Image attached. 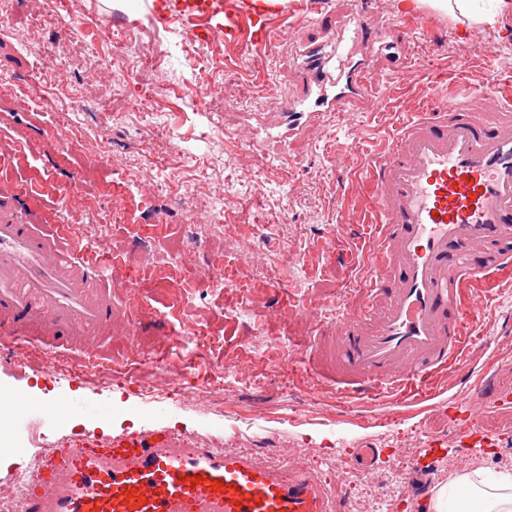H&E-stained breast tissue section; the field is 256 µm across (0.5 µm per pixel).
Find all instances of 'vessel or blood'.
<instances>
[{"mask_svg": "<svg viewBox=\"0 0 512 512\" xmlns=\"http://www.w3.org/2000/svg\"><path fill=\"white\" fill-rule=\"evenodd\" d=\"M159 6L158 20L174 14L228 39L247 16L258 42L279 12L273 0H242L236 14L218 0ZM313 26L320 36L298 61L302 92L280 108L282 137L300 136L322 112L377 110L381 70L403 55L401 41L356 6L327 11ZM366 181L379 235L362 264L358 309L336 319L329 368L338 391L351 399V416L361 401L380 397L382 418L394 421L402 407L430 409L439 378L449 377L450 431L466 448L492 443L472 421L473 393L484 391L498 407L511 406L512 393L495 388L489 369L471 367L468 354L493 281L512 267V77L475 93L459 84L424 102L372 161ZM16 211L15 193L1 190L0 337L102 363L93 333L115 319L112 293L101 286L103 261L63 226L20 224ZM214 480L223 491L210 490ZM130 488L138 499L128 498ZM11 494L14 512H348L312 468L268 465L159 427L57 439Z\"/></svg>", "mask_w": 512, "mask_h": 512, "instance_id": "b4317fda", "label": "vessel or blood"}]
</instances>
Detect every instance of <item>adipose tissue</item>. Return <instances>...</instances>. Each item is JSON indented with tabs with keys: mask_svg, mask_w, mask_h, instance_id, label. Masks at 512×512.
Returning a JSON list of instances; mask_svg holds the SVG:
<instances>
[{
	"mask_svg": "<svg viewBox=\"0 0 512 512\" xmlns=\"http://www.w3.org/2000/svg\"><path fill=\"white\" fill-rule=\"evenodd\" d=\"M420 4L464 19L469 29L500 35L505 18L512 16V0H495L491 11L475 12L472 0H419ZM426 512H512V474L488 477L482 467L449 472Z\"/></svg>",
	"mask_w": 512,
	"mask_h": 512,
	"instance_id": "1",
	"label": "adipose tissue"
}]
</instances>
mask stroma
<instances>
[{"mask_svg":"<svg viewBox=\"0 0 512 512\" xmlns=\"http://www.w3.org/2000/svg\"><path fill=\"white\" fill-rule=\"evenodd\" d=\"M155 0H81L67 15L60 0H14L0 25V145L18 161L0 164V187L20 211L62 224L106 258L105 280L123 314L98 343L108 354L94 380L71 382L24 360L35 341H0V386L35 399L62 397L49 440L88 431L103 437L151 426L204 436L276 465L320 469L351 512H425L408 486L427 436L455 444L444 415L408 413L395 423H348L336 384L312 360L337 312L362 290L361 265L377 228L363 172L400 115L418 111L428 82L448 87L458 60L474 85L512 70V34L495 40L460 30L433 11L412 36L399 78L382 83L375 112L321 113L298 138L256 146L257 121H273L295 91L296 58L314 32L302 15L347 9L350 0H281L267 43L195 36L181 20H150ZM58 23L81 48L45 52L29 25ZM105 22L130 30L113 61L93 37ZM178 96L137 112L118 100L142 81ZM209 87L195 110L188 92ZM352 139L351 166L336 143ZM512 303L486 309L484 337L470 353L492 364L497 388L512 391V339L502 330ZM473 419L498 434L477 455L455 451L449 471L481 466L512 471V409L484 408ZM393 448L400 466L360 470L348 452Z\"/></svg>","mask_w":512,"mask_h":512,"instance_id":"stroma-1","label":"stroma"}]
</instances>
